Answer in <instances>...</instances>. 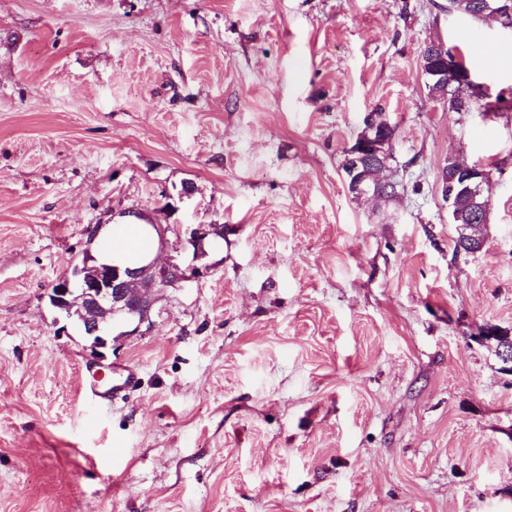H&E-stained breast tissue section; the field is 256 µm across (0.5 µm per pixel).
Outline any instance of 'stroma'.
Listing matches in <instances>:
<instances>
[{
    "instance_id": "35a3bbf8",
    "label": "stroma",
    "mask_w": 512,
    "mask_h": 512,
    "mask_svg": "<svg viewBox=\"0 0 512 512\" xmlns=\"http://www.w3.org/2000/svg\"><path fill=\"white\" fill-rule=\"evenodd\" d=\"M432 39L512 90V36L435 0H0V512H512V376L471 339L512 331V112L433 100ZM370 112L386 208L344 182ZM452 155L491 171L475 254ZM139 214L201 275L115 325L100 369L138 378L96 406L48 292Z\"/></svg>"
}]
</instances>
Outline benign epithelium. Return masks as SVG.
<instances>
[{"label":"benign epithelium","mask_w":512,"mask_h":512,"mask_svg":"<svg viewBox=\"0 0 512 512\" xmlns=\"http://www.w3.org/2000/svg\"><path fill=\"white\" fill-rule=\"evenodd\" d=\"M456 51L442 55L430 66L421 65L426 79L445 81L453 77L451 86L467 92L473 100L492 97L488 85L476 81L471 72L455 66ZM375 114L369 113L364 119V132L344 152V176L349 193L356 199L366 196L384 197L395 185L391 179L374 181L372 170L390 168L394 159L393 143L390 136L376 133ZM441 196L448 199L457 193L468 196L473 212L488 215L490 203L484 194V183L489 173L475 165L467 174L455 168L441 169L439 176ZM200 275L197 268H183L179 265L160 266L149 262L137 269L123 271L111 264L97 266L90 274L76 266L71 275L59 279L51 288V304L67 317L77 315L81 328L91 340L90 354L99 362L104 361V349L112 341V320L122 317L137 320L142 325L149 320L154 303V293L175 288L181 282Z\"/></svg>","instance_id":"benign-epithelium-1"}]
</instances>
